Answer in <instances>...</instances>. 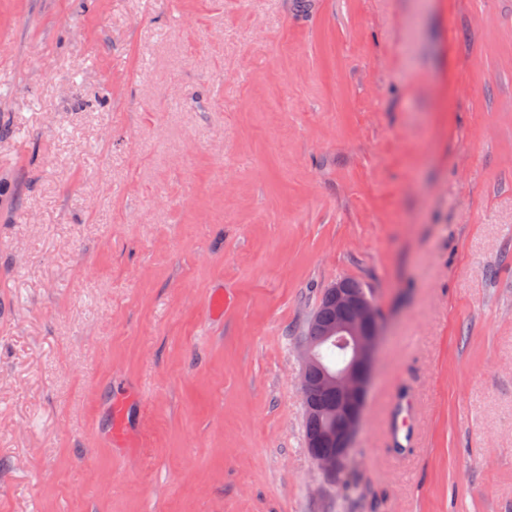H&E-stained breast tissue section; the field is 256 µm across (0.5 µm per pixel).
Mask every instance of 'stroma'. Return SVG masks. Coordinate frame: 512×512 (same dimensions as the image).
I'll return each instance as SVG.
<instances>
[{"instance_id": "obj_1", "label": "stroma", "mask_w": 512, "mask_h": 512, "mask_svg": "<svg viewBox=\"0 0 512 512\" xmlns=\"http://www.w3.org/2000/svg\"><path fill=\"white\" fill-rule=\"evenodd\" d=\"M346 278L333 486L298 349ZM0 301V512H512V0H0ZM347 280H337L320 296L319 300L327 291L322 308L336 313L322 310L321 315L320 310L312 318L313 322L320 316L325 323L336 321L320 327L317 336H312L314 329L307 323L303 336L308 337L299 347L305 439L309 435L306 447L322 454L334 453L324 456L311 450V457L323 476L333 482L345 475L351 461L353 440L363 418L382 337V316L376 302L359 282ZM324 343L341 345L347 351L344 361L336 368L323 365L319 359L318 349ZM312 397L318 403L336 400V404L319 405L310 401ZM305 412L323 423L321 434L310 435L320 432V422L307 417ZM413 412V403L405 399L395 413L396 422L392 423L388 431L390 447L401 456L409 455L416 446L415 428L410 422Z\"/></svg>"}]
</instances>
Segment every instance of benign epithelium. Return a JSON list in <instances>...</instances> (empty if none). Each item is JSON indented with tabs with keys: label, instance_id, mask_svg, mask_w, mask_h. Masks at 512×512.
Returning a JSON list of instances; mask_svg holds the SVG:
<instances>
[{
	"label": "benign epithelium",
	"instance_id": "1",
	"mask_svg": "<svg viewBox=\"0 0 512 512\" xmlns=\"http://www.w3.org/2000/svg\"><path fill=\"white\" fill-rule=\"evenodd\" d=\"M323 307L336 311V321L318 329L315 336L303 340L300 393L305 412L323 423L322 433L308 437L306 447L323 476L333 482L346 473L351 461L353 440L361 424L367 402L378 346L382 337V316L367 290L345 279L327 290ZM325 343L346 349L344 361L330 368L322 364L318 349ZM336 393V403L319 405L310 398ZM320 442L336 448L332 455L314 451Z\"/></svg>",
	"mask_w": 512,
	"mask_h": 512
}]
</instances>
